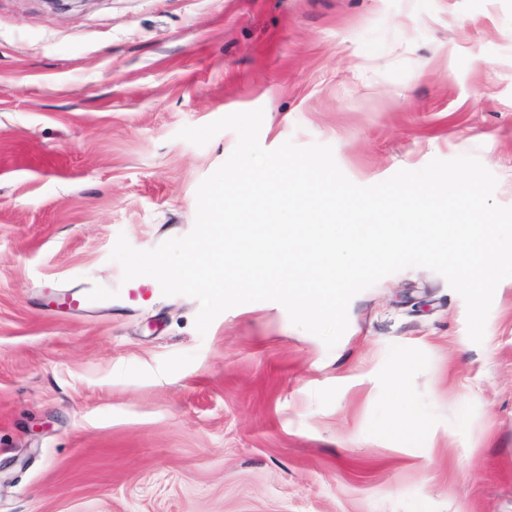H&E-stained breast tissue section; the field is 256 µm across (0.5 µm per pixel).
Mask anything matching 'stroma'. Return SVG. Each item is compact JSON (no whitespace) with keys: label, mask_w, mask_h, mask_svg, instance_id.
I'll return each instance as SVG.
<instances>
[{"label":"stroma","mask_w":512,"mask_h":512,"mask_svg":"<svg viewBox=\"0 0 512 512\" xmlns=\"http://www.w3.org/2000/svg\"><path fill=\"white\" fill-rule=\"evenodd\" d=\"M259 108L265 149L362 186L471 155L512 207V0H0V512H512V278L478 344L425 268L331 349L272 301L202 335L129 299L118 236L190 233L237 144L179 131ZM90 282L111 307L46 312Z\"/></svg>","instance_id":"35a3bbf8"}]
</instances>
